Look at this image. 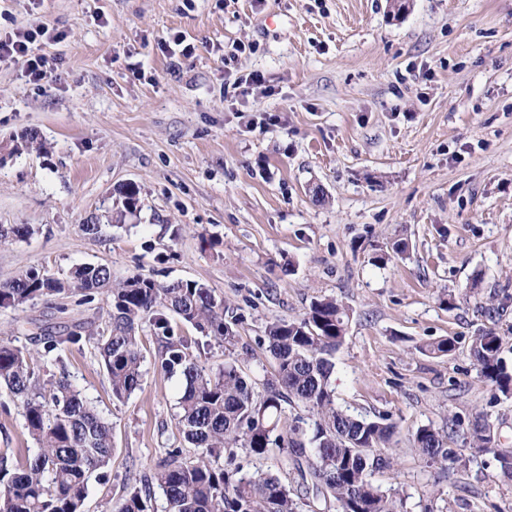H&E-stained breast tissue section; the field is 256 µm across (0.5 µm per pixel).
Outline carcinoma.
Segmentation results:
<instances>
[{"label":"carcinoma","mask_w":512,"mask_h":512,"mask_svg":"<svg viewBox=\"0 0 512 512\" xmlns=\"http://www.w3.org/2000/svg\"><path fill=\"white\" fill-rule=\"evenodd\" d=\"M117 193L111 219L120 224L135 215L140 198L133 184ZM32 233L27 224L0 225V245ZM103 293L111 308L109 325L92 340L112 395L121 400L142 388L140 331L149 324L160 347L156 367L165 373L178 369L184 376L178 428L196 448L193 457L179 447L168 449L144 485L128 491L117 512H152L155 489L165 497L166 512H315L319 499L336 504L337 512H404L399 491H383L371 480L375 470L390 465L380 450L391 441L396 424L387 417L359 418L336 407L330 383L333 353L344 339L348 318L336 300H316L302 319L267 326L276 373L263 398L255 395L236 361L208 372L193 361L188 341L174 334L173 316L205 338L227 347L236 342L223 310L197 282L162 284L138 273L114 283L106 265L79 266L64 278L30 267L0 284V307L68 295L89 303ZM81 340L76 330L49 336L43 357ZM502 345L497 332L482 330L471 337L469 352L481 376L509 398L512 369L502 357ZM455 348L453 338L422 346L434 355ZM0 384L19 401L25 428L39 448L23 462L6 451L0 454V512H83L93 473L111 460L112 427L66 377L40 385L31 352L2 339ZM292 403L301 412L290 418L285 405ZM412 437L431 460L466 466L463 455L450 447V437L434 427L421 426ZM469 450L472 456L492 458L499 474L512 479V450L500 447L489 426L474 425ZM275 451L289 457L295 484L270 472L246 471L239 460L242 452L260 457Z\"/></svg>","instance_id":"obj_1"}]
</instances>
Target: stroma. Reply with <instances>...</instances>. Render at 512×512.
<instances>
[{"label":"stroma","instance_id":"35a3bbf8","mask_svg":"<svg viewBox=\"0 0 512 512\" xmlns=\"http://www.w3.org/2000/svg\"><path fill=\"white\" fill-rule=\"evenodd\" d=\"M18 29L41 31L36 51L57 69L36 86L24 59L0 66V225L34 229L0 246V283L106 264L117 281L203 284L237 341L209 340L194 361L236 360L261 395L275 373L267 324L335 298L348 312L336 402L398 426L374 483L402 489L408 512H512L492 459L431 463L412 439L452 426L465 448L481 414L512 448V398L469 354L492 329L512 360V0H406L400 13L391 0H0V33ZM28 132L43 149L20 150ZM127 183L140 208L117 229ZM401 239L406 255L372 264ZM108 322L101 295L0 308V338L35 352L81 329L40 377L68 376L112 428L85 512H116L186 445L184 378L156 369L150 330L142 389L113 398L90 341ZM448 337L450 355L423 351ZM5 450L37 445L0 387Z\"/></svg>","mask_w":512,"mask_h":512}]
</instances>
